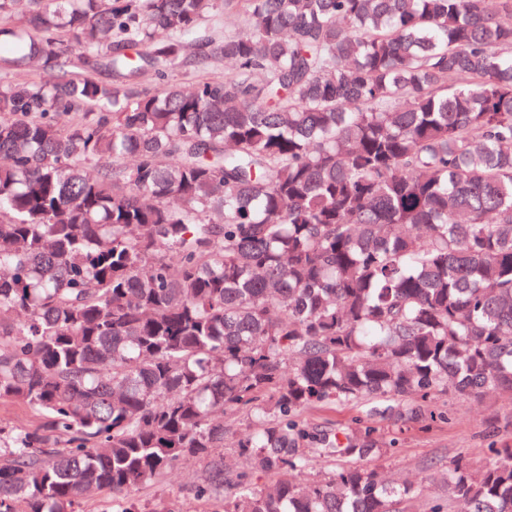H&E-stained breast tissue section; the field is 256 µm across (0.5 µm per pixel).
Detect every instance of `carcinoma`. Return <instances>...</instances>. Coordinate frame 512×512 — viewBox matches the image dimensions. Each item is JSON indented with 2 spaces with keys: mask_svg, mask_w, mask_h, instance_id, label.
Masks as SVG:
<instances>
[{
  "mask_svg": "<svg viewBox=\"0 0 512 512\" xmlns=\"http://www.w3.org/2000/svg\"><path fill=\"white\" fill-rule=\"evenodd\" d=\"M0 0V512H79L188 458L224 491V412L273 490L214 512H405L419 494L299 420L313 404L512 396V0ZM214 45L222 81L141 87ZM112 71L99 82L90 71ZM314 444L355 463L294 473ZM512 512V448L448 470ZM223 8L219 10L213 20H207L202 24V27L207 31H212L218 27L221 35L231 34L237 32L244 26V21L235 11H225ZM39 423V418L27 408L0 403V424L12 429H29Z\"/></svg>",
  "mask_w": 512,
  "mask_h": 512,
  "instance_id": "cac0c4a2",
  "label": "carcinoma"
}]
</instances>
